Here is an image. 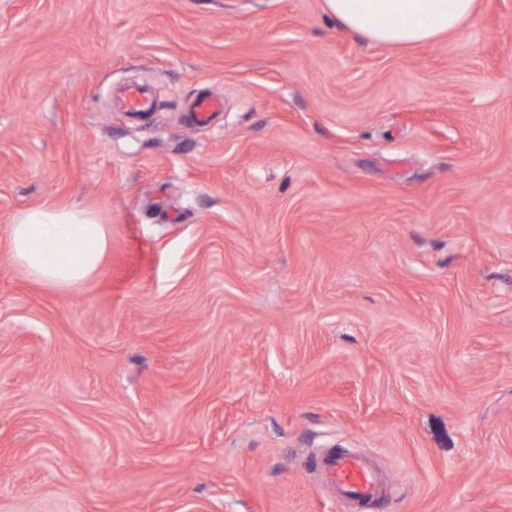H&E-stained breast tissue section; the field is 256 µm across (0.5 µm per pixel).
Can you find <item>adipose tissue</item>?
I'll return each instance as SVG.
<instances>
[{
    "mask_svg": "<svg viewBox=\"0 0 512 512\" xmlns=\"http://www.w3.org/2000/svg\"><path fill=\"white\" fill-rule=\"evenodd\" d=\"M475 0H324L325 10L369 42L406 49L461 31ZM108 248L103 224L76 204H42L15 213L12 262L48 288H78L99 270Z\"/></svg>",
    "mask_w": 512,
    "mask_h": 512,
    "instance_id": "ef3b65f1",
    "label": "adipose tissue"
}]
</instances>
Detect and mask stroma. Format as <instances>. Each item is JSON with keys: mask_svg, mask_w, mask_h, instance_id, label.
<instances>
[{"mask_svg": "<svg viewBox=\"0 0 512 512\" xmlns=\"http://www.w3.org/2000/svg\"><path fill=\"white\" fill-rule=\"evenodd\" d=\"M53 202L108 227L84 287L9 259ZM334 448L367 512H512V0L408 49L323 0H0V512H360ZM150 101L151 91L148 87L130 84L123 89L119 106L123 112L138 114L149 110ZM224 100L221 97L203 94L194 99L191 105L193 117L198 125H208L216 112H222ZM324 466L326 477L335 485L340 499L368 505L377 498L380 484L362 457L347 453L330 455L325 459Z\"/></svg>", "mask_w": 512, "mask_h": 512, "instance_id": "obj_1", "label": "stroma"}]
</instances>
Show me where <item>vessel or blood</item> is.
Wrapping results in <instances>:
<instances>
[{
	"instance_id": "obj_1",
	"label": "vessel or blood",
	"mask_w": 512,
	"mask_h": 512,
	"mask_svg": "<svg viewBox=\"0 0 512 512\" xmlns=\"http://www.w3.org/2000/svg\"><path fill=\"white\" fill-rule=\"evenodd\" d=\"M151 91L138 84L127 85L120 97L122 111L138 114L150 108ZM222 98L203 94L194 99L191 110L197 124H209L213 115L223 111ZM326 477L335 488L340 499L367 505L373 502L379 492L380 484L367 462L355 454H336L328 456L324 462Z\"/></svg>"
}]
</instances>
